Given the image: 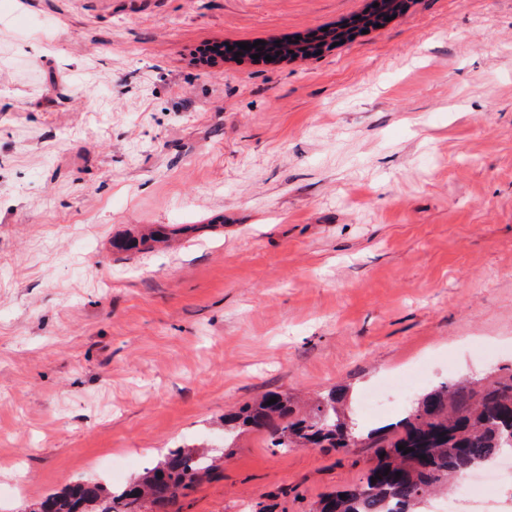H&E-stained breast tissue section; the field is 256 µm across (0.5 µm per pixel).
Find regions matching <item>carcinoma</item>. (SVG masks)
Masks as SVG:
<instances>
[{
  "mask_svg": "<svg viewBox=\"0 0 512 512\" xmlns=\"http://www.w3.org/2000/svg\"><path fill=\"white\" fill-rule=\"evenodd\" d=\"M268 49L283 59L316 54L310 37ZM272 398L274 404H268ZM348 390L336 387L301 411L286 395L268 393L250 407L224 413V438L240 428L266 432L271 446L341 452L354 441L378 449L382 458L358 482L324 495L317 512H420L434 492L457 485L466 473L512 454V374L479 385L452 380L416 397L394 421L360 427L347 412ZM411 449L404 453L398 446ZM213 469L208 452L171 448L156 464L112 491L79 480L35 504L30 512H148L163 509ZM401 476H396V473Z\"/></svg>",
  "mask_w": 512,
  "mask_h": 512,
  "instance_id": "carcinoma-1",
  "label": "carcinoma"
}]
</instances>
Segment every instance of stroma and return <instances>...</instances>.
<instances>
[{
  "label": "stroma",
  "instance_id": "obj_1",
  "mask_svg": "<svg viewBox=\"0 0 512 512\" xmlns=\"http://www.w3.org/2000/svg\"><path fill=\"white\" fill-rule=\"evenodd\" d=\"M369 2L0 0V512L181 444L214 469L166 512H315L376 449H228L226 410L512 374V0L198 58ZM261 46L267 47L270 51L279 52V57L281 59H291L297 57H307L316 55V52L321 50H313L310 51V36L302 37L300 36L299 40L296 38L285 40L279 43V46L268 45V44H260ZM289 50H292V53H289Z\"/></svg>",
  "mask_w": 512,
  "mask_h": 512
}]
</instances>
